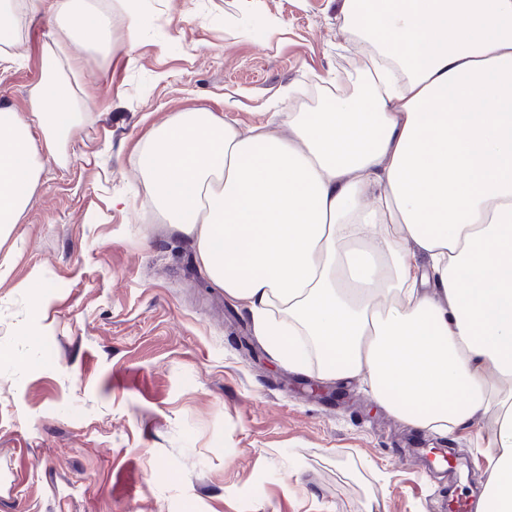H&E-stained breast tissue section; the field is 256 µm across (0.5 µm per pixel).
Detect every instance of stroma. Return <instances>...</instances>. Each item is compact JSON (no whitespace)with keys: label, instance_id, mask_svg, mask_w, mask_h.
I'll use <instances>...</instances> for the list:
<instances>
[{"label":"stroma","instance_id":"obj_1","mask_svg":"<svg viewBox=\"0 0 512 512\" xmlns=\"http://www.w3.org/2000/svg\"><path fill=\"white\" fill-rule=\"evenodd\" d=\"M112 52L83 60L89 122L48 161L0 240V512H448L477 500L494 419L416 427L366 386L276 363L250 315L165 223L133 148L205 107L287 135L270 105H317L327 74L355 79L341 0H141L134 51L120 4ZM47 17L20 18L0 106L27 115ZM321 383L317 396L309 386ZM454 449L462 475L420 452Z\"/></svg>","mask_w":512,"mask_h":512}]
</instances>
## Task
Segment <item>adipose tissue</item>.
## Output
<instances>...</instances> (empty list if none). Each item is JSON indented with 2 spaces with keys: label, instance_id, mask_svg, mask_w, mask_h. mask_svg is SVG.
<instances>
[{
  "label": "adipose tissue",
  "instance_id": "adipose-tissue-1",
  "mask_svg": "<svg viewBox=\"0 0 512 512\" xmlns=\"http://www.w3.org/2000/svg\"><path fill=\"white\" fill-rule=\"evenodd\" d=\"M46 9L29 115L0 107V239L85 119L68 46L111 45V17L84 0H0V61L18 11ZM341 12L382 69L326 77L314 111L286 113L285 137L202 106L176 113L135 146L143 183L276 362L367 379L423 429L492 413L476 512H512V0Z\"/></svg>",
  "mask_w": 512,
  "mask_h": 512
}]
</instances>
